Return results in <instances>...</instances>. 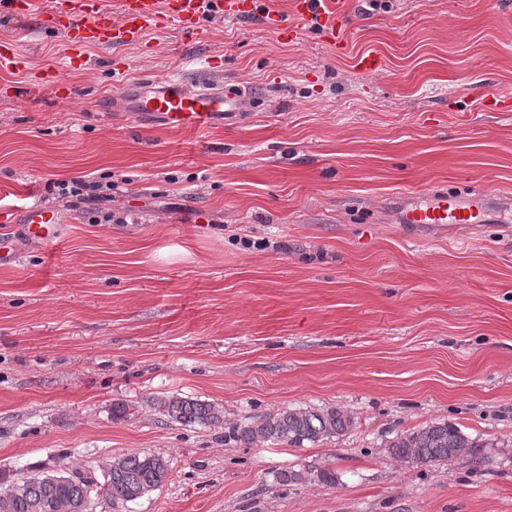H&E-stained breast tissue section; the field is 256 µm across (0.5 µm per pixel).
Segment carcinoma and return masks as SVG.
<instances>
[{
  "mask_svg": "<svg viewBox=\"0 0 512 512\" xmlns=\"http://www.w3.org/2000/svg\"><path fill=\"white\" fill-rule=\"evenodd\" d=\"M159 412L182 426L219 427L224 423V409L214 403L183 397L155 399ZM355 425V417L341 409L313 411L301 407H285L269 413L254 423L233 430V439L246 446L257 443L286 444L302 448L340 437ZM485 447L458 426L448 423H428L404 430L387 441L394 457L415 464L451 462L461 456L482 460L478 449ZM169 474L166 460L154 453L130 452L122 456L118 466L104 478L102 485L83 474H72L48 480L34 473L6 485L19 486L16 493L0 499V512H52V505L65 502H90L96 491L112 505L129 502L133 494L143 496L162 485ZM326 485L336 484V472L329 469L284 470L278 475L282 485L302 484L312 479Z\"/></svg>",
  "mask_w": 512,
  "mask_h": 512,
  "instance_id": "carcinoma-1",
  "label": "carcinoma"
}]
</instances>
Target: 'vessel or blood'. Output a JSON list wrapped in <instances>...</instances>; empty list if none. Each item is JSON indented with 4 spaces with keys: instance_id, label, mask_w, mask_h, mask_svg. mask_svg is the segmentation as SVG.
Masks as SVG:
<instances>
[{
    "instance_id": "b4317fda",
    "label": "vessel or blood",
    "mask_w": 512,
    "mask_h": 512,
    "mask_svg": "<svg viewBox=\"0 0 512 512\" xmlns=\"http://www.w3.org/2000/svg\"><path fill=\"white\" fill-rule=\"evenodd\" d=\"M0 7L25 15L37 12L38 24L68 48L66 67L80 68L84 50L91 45L115 46L139 41L151 27H169L185 40L203 33L207 17L257 15L279 38L296 37V24L320 27L333 44L342 41L341 0H293L291 15L263 8L262 0H0ZM26 55L10 42H0V69H22ZM126 97L133 111L157 116L174 129H192L211 124L216 117L240 111L246 92L238 86L220 89L193 88L176 72L167 71L128 83ZM500 211L512 210V199L476 193L463 188H433L402 201L398 219L419 227L450 228L458 224H484L489 205ZM23 224L27 237L35 242L57 238L61 219L53 209L26 208Z\"/></svg>"
}]
</instances>
